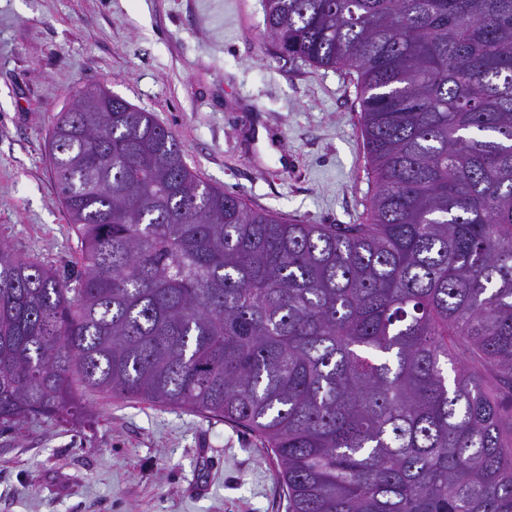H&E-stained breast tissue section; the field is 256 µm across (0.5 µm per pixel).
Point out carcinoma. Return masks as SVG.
<instances>
[{
	"mask_svg": "<svg viewBox=\"0 0 512 512\" xmlns=\"http://www.w3.org/2000/svg\"><path fill=\"white\" fill-rule=\"evenodd\" d=\"M357 75L376 190L301 224L199 178L125 99L53 122L78 287L0 243V426L75 382L228 420L288 512H512V0H263Z\"/></svg>",
	"mask_w": 512,
	"mask_h": 512,
	"instance_id": "1",
	"label": "carcinoma"
}]
</instances>
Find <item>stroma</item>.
<instances>
[{"mask_svg": "<svg viewBox=\"0 0 512 512\" xmlns=\"http://www.w3.org/2000/svg\"><path fill=\"white\" fill-rule=\"evenodd\" d=\"M103 86L176 133L201 180L304 224L375 192L355 75L280 54L262 0H0V243L77 269L49 155ZM65 420L0 426V512H288L280 465L232 423L81 390Z\"/></svg>", "mask_w": 512, "mask_h": 512, "instance_id": "obj_1", "label": "stroma"}]
</instances>
